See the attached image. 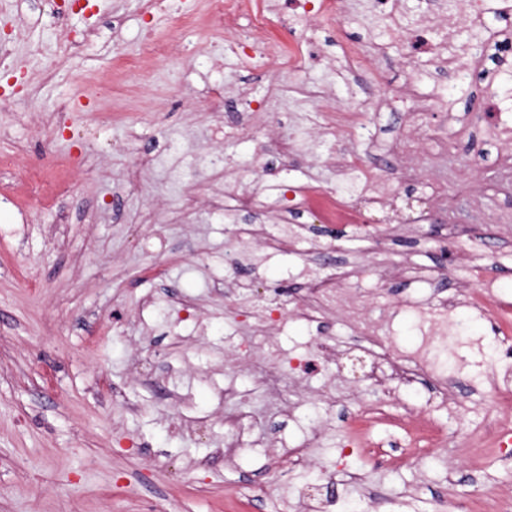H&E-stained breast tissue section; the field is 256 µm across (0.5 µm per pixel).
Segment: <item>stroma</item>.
Instances as JSON below:
<instances>
[{
  "mask_svg": "<svg viewBox=\"0 0 512 512\" xmlns=\"http://www.w3.org/2000/svg\"><path fill=\"white\" fill-rule=\"evenodd\" d=\"M91 9L57 19L40 0H0V36L13 38V66L29 79L10 111L0 112V154L19 168L52 160L84 161L72 193L38 207L26 201L18 179L0 181V512H445L448 502L472 512L477 486L512 489V454L489 444L495 391L512 390V363L497 360L512 336H497L491 316L465 304L463 282L474 266L486 288L512 308V160L483 132L475 109L512 62V0H484V26L456 33L464 56L480 65L464 78L440 70L428 57L405 64L407 45L387 41L375 53L384 19L371 7L317 28L325 52L283 80L288 95H268L263 69L228 57L214 72L212 47L220 32L188 28L180 13H202L204 0H170L165 13H146V0H91ZM170 39L146 94L153 108L129 144L123 117L98 122L74 113L65 129L37 119L39 108L79 94L90 75L107 74L118 54L139 52L147 29ZM94 30L75 56L59 49L64 30ZM373 51L369 70L349 68L347 44ZM395 92L376 108L370 74ZM221 79L249 92L252 109L224 103L232 132L216 140L214 113L204 109ZM322 80L338 107L359 110L354 136L316 132L289 153L279 169L270 153L278 133L266 115L293 108L308 119L296 90ZM417 85L446 107L433 122L443 142L418 138L413 101ZM246 123L247 134L234 133ZM415 139L411 153L395 142ZM223 153L227 168L207 181L190 171L205 152ZM339 151L360 156L361 169L385 182L390 198L369 224H336L324 233L318 213L299 210L293 185L318 182L325 191L360 202L357 173L337 176L326 162ZM154 162L139 192L108 211L115 183L142 155ZM420 178L403 182L404 166ZM253 193L274 212L214 216L194 212L185 196ZM285 223L296 238L284 250L249 239L245 225ZM244 263L229 269L228 256ZM345 266L357 286L362 313L380 323L381 342L368 343L340 309L310 322L282 314V304L306 299L307 275ZM161 266L164 277L151 274ZM446 268L444 295L452 311L420 313V277ZM267 329L280 349L279 368L298 393L296 419L284 422L278 402L248 376L251 344ZM330 337L324 357L316 343ZM433 346L446 372L452 410L440 406L431 380L392 384L390 411L414 412L446 435L444 447L386 468L349 447L350 417L374 406L368 375L381 353L419 357ZM244 405L252 435L277 434L300 445L309 430L321 437L303 468L263 448H232L225 408Z\"/></svg>",
  "mask_w": 512,
  "mask_h": 512,
  "instance_id": "obj_1",
  "label": "stroma"
}]
</instances>
